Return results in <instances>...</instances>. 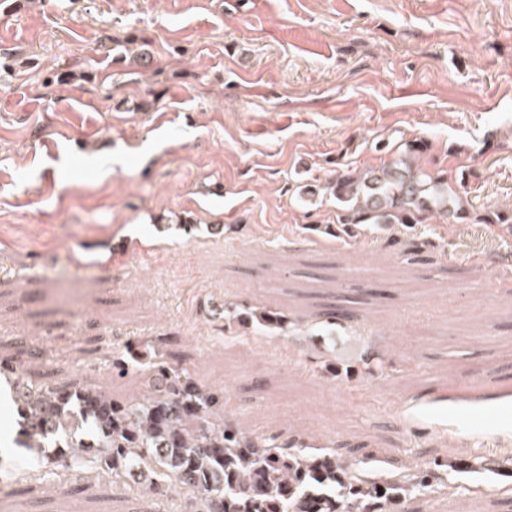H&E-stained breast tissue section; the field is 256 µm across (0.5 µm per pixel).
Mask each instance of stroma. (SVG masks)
<instances>
[{"mask_svg":"<svg viewBox=\"0 0 512 512\" xmlns=\"http://www.w3.org/2000/svg\"><path fill=\"white\" fill-rule=\"evenodd\" d=\"M401 138L512 207V0H0V354L119 398L115 349L177 336L247 431L439 461L460 494L412 512H512V226L302 198ZM228 302L357 318L241 340ZM370 346L389 378L347 375ZM16 432L0 407V512L160 508L105 480L5 497L41 466Z\"/></svg>","mask_w":512,"mask_h":512,"instance_id":"1","label":"stroma"}]
</instances>
